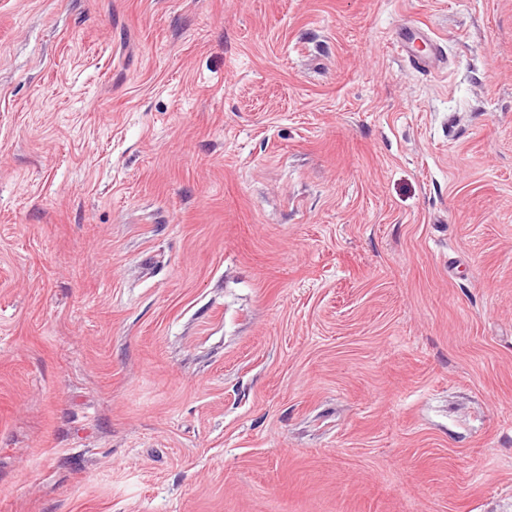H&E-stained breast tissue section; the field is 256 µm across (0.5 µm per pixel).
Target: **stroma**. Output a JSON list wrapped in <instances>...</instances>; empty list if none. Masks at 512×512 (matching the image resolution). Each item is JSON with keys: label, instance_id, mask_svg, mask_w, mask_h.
<instances>
[{"label": "stroma", "instance_id": "35a3bbf8", "mask_svg": "<svg viewBox=\"0 0 512 512\" xmlns=\"http://www.w3.org/2000/svg\"><path fill=\"white\" fill-rule=\"evenodd\" d=\"M0 512H512V0H0Z\"/></svg>", "mask_w": 512, "mask_h": 512}]
</instances>
